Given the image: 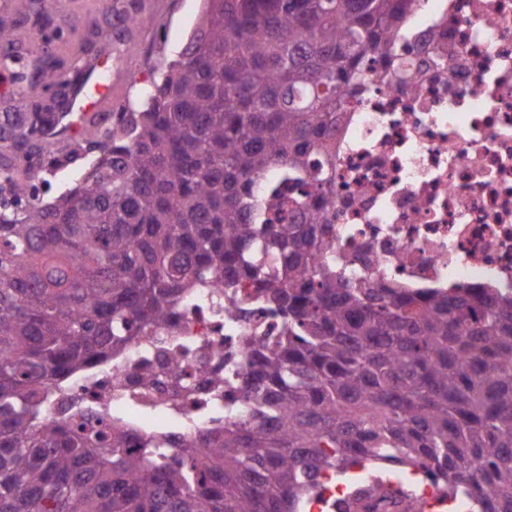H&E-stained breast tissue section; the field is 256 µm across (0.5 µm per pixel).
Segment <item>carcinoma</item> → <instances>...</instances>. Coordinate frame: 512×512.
<instances>
[{"label": "carcinoma", "mask_w": 512, "mask_h": 512, "mask_svg": "<svg viewBox=\"0 0 512 512\" xmlns=\"http://www.w3.org/2000/svg\"><path fill=\"white\" fill-rule=\"evenodd\" d=\"M207 2L112 132L89 121L67 146H94L92 165L48 202L37 184L62 163L46 145L85 71L46 52L19 74L61 91L0 135V512H302L325 476L365 467L334 512H409L385 465L512 512V295L355 281L325 255L348 90L413 0ZM67 13L40 0L34 25ZM13 45L1 22V66ZM201 284L283 321L248 344V422L158 456L128 452L119 424L38 416L51 385Z\"/></svg>", "instance_id": "1"}]
</instances>
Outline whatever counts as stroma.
<instances>
[{"mask_svg": "<svg viewBox=\"0 0 512 512\" xmlns=\"http://www.w3.org/2000/svg\"><path fill=\"white\" fill-rule=\"evenodd\" d=\"M133 4L148 25L115 35L118 15L109 13L107 0H69L71 27L52 47L67 64L83 61L85 40H92L112 53L106 68L112 82V109L120 111L146 85L153 69L177 59L197 27L203 0H118Z\"/></svg>", "mask_w": 512, "mask_h": 512, "instance_id": "35a3bbf8", "label": "stroma"}]
</instances>
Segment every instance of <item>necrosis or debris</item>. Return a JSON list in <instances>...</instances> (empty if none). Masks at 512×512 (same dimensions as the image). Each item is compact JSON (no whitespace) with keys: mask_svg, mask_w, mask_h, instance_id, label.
Segmentation results:
<instances>
[{"mask_svg":"<svg viewBox=\"0 0 512 512\" xmlns=\"http://www.w3.org/2000/svg\"><path fill=\"white\" fill-rule=\"evenodd\" d=\"M336 132L331 251L356 278L417 291L457 285L512 293V0H414ZM259 304L230 309L192 288L163 326L52 388L48 416L106 417L133 450L171 453L192 434L247 419L222 384L250 368L247 342L275 336Z\"/></svg>","mask_w":512,"mask_h":512,"instance_id":"obj_1","label":"necrosis or debris"}]
</instances>
